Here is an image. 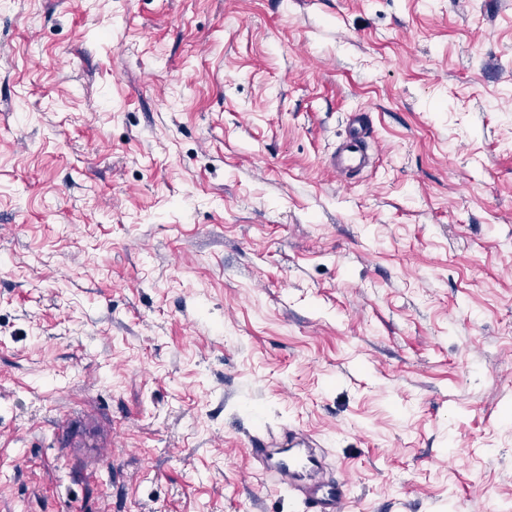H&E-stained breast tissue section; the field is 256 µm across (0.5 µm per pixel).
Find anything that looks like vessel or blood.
<instances>
[{
	"instance_id": "obj_1",
	"label": "vessel or blood",
	"mask_w": 512,
	"mask_h": 512,
	"mask_svg": "<svg viewBox=\"0 0 512 512\" xmlns=\"http://www.w3.org/2000/svg\"><path fill=\"white\" fill-rule=\"evenodd\" d=\"M371 136L368 114L351 113L346 135L329 156L326 170L341 180L363 172L371 163ZM248 455L260 473L274 475L277 488L287 491L302 512H347L348 482L328 477L327 453L308 433L286 428L253 435Z\"/></svg>"
}]
</instances>
